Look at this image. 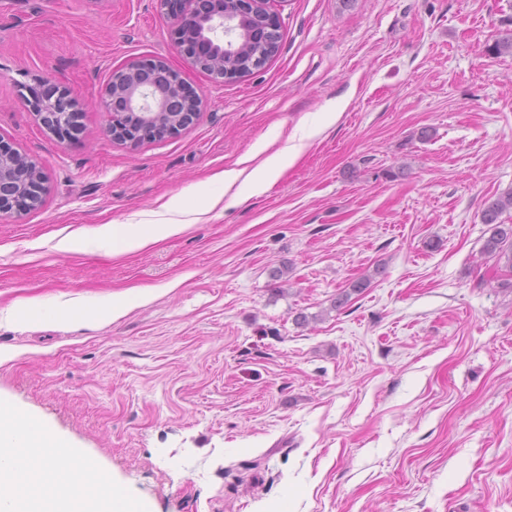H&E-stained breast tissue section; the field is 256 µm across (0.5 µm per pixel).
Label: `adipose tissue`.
<instances>
[{
    "mask_svg": "<svg viewBox=\"0 0 512 512\" xmlns=\"http://www.w3.org/2000/svg\"><path fill=\"white\" fill-rule=\"evenodd\" d=\"M174 221L149 231L112 229V249L133 252L183 233ZM0 512H145L100 460L61 439L45 422L0 399Z\"/></svg>",
    "mask_w": 512,
    "mask_h": 512,
    "instance_id": "obj_1",
    "label": "adipose tissue"
}]
</instances>
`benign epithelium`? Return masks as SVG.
I'll list each match as a JSON object with an SVG mask.
<instances>
[{
    "label": "benign epithelium",
    "instance_id": "7a95c632",
    "mask_svg": "<svg viewBox=\"0 0 512 512\" xmlns=\"http://www.w3.org/2000/svg\"><path fill=\"white\" fill-rule=\"evenodd\" d=\"M272 0H157L171 25L179 53L196 69L217 79H233L263 69L276 56L268 33L280 34ZM40 124L59 142L77 129L79 112L69 90L40 81L26 87ZM105 133L136 147L177 134L197 118L201 100L162 58L131 62L113 73L102 92ZM48 177L34 160L0 138V214L24 215L36 209L48 190Z\"/></svg>",
    "mask_w": 512,
    "mask_h": 512
}]
</instances>
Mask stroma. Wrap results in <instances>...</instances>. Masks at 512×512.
<instances>
[{
    "label": "stroma",
    "mask_w": 512,
    "mask_h": 512,
    "mask_svg": "<svg viewBox=\"0 0 512 512\" xmlns=\"http://www.w3.org/2000/svg\"><path fill=\"white\" fill-rule=\"evenodd\" d=\"M274 9L278 55L218 82L156 0H0V136L48 175L39 207L0 216V397L148 512H512V273L481 222L512 189V57L485 51L512 0ZM146 57L202 106L133 149L100 92ZM37 79L72 90L73 140L26 102ZM291 145L266 192L225 198L219 173ZM171 200L196 213L184 233L113 253V225L165 223ZM33 296L72 314H8Z\"/></svg>",
    "instance_id": "35a3bbf8"
}]
</instances>
